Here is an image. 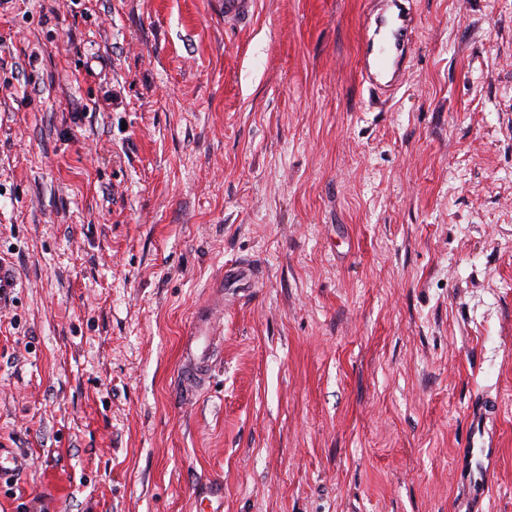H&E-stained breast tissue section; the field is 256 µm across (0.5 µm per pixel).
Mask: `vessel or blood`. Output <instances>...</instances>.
Returning a JSON list of instances; mask_svg holds the SVG:
<instances>
[{
    "mask_svg": "<svg viewBox=\"0 0 512 512\" xmlns=\"http://www.w3.org/2000/svg\"><path fill=\"white\" fill-rule=\"evenodd\" d=\"M224 20L248 22L255 14L257 0H222ZM418 28L414 0H368L364 35L359 46V75L375 92L387 94L399 87L409 68L413 38ZM22 280L14 264L0 259V307L13 300ZM215 332L200 326L186 352L187 365L180 373L184 387L201 384L199 365L211 359Z\"/></svg>",
    "mask_w": 512,
    "mask_h": 512,
    "instance_id": "b4317fda",
    "label": "vessel or blood"
}]
</instances>
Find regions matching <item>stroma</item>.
<instances>
[{"instance_id": "obj_1", "label": "stroma", "mask_w": 512, "mask_h": 512, "mask_svg": "<svg viewBox=\"0 0 512 512\" xmlns=\"http://www.w3.org/2000/svg\"><path fill=\"white\" fill-rule=\"evenodd\" d=\"M366 2L0 6V512H194L216 479L224 512H512V0H415L385 110ZM224 5V22L241 24L255 14L257 0H219ZM18 288H22L18 269L14 264L6 263L0 257V309L14 299ZM198 328L199 334L192 336L190 346L186 351V369L183 370L182 367L179 376L185 388L198 386L204 380L203 375L198 372L197 366L208 363L213 350L215 331L203 324ZM466 446V452L471 454L475 448H479L482 453L485 452V448H488L486 456H491L490 448H492V445L485 441L484 430L481 427V407L474 408L472 411L471 433Z\"/></svg>"}]
</instances>
